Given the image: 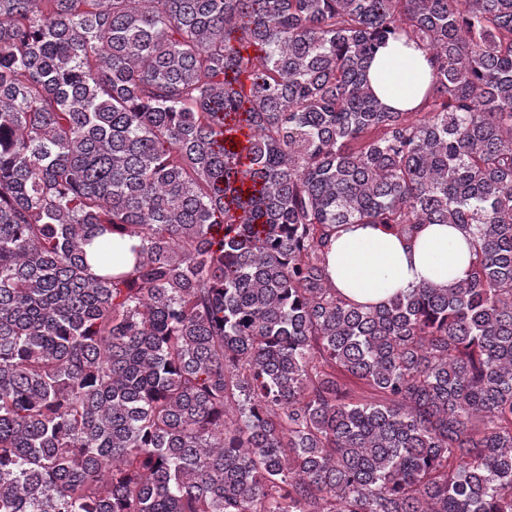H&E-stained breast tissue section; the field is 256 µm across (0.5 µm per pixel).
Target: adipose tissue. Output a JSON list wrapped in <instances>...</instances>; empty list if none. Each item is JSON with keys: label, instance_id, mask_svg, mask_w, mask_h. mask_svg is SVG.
Returning <instances> with one entry per match:
<instances>
[{"label": "adipose tissue", "instance_id": "1", "mask_svg": "<svg viewBox=\"0 0 512 512\" xmlns=\"http://www.w3.org/2000/svg\"><path fill=\"white\" fill-rule=\"evenodd\" d=\"M431 76L427 51L401 40H389L369 68L374 93L395 110L419 107ZM471 255L469 237L453 224H423L411 238L383 224H347L331 240L327 273L352 301L378 306L424 283L465 278Z\"/></svg>", "mask_w": 512, "mask_h": 512}]
</instances>
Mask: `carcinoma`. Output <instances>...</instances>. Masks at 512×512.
I'll return each mask as SVG.
<instances>
[{
    "label": "carcinoma",
    "mask_w": 512,
    "mask_h": 512,
    "mask_svg": "<svg viewBox=\"0 0 512 512\" xmlns=\"http://www.w3.org/2000/svg\"><path fill=\"white\" fill-rule=\"evenodd\" d=\"M343 224L469 272L366 310ZM0 512H512V0H0ZM432 76L429 54L404 40H389L369 68L370 85L378 99L395 110L419 107Z\"/></svg>",
    "instance_id": "1"
}]
</instances>
